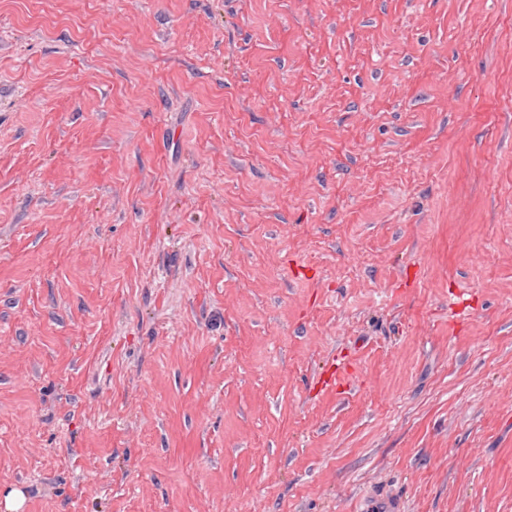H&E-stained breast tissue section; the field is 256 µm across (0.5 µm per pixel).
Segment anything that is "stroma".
<instances>
[{
	"label": "stroma",
	"mask_w": 512,
	"mask_h": 512,
	"mask_svg": "<svg viewBox=\"0 0 512 512\" xmlns=\"http://www.w3.org/2000/svg\"><path fill=\"white\" fill-rule=\"evenodd\" d=\"M512 512V0H0V512ZM404 504L395 494L371 496L361 512H402Z\"/></svg>",
	"instance_id": "stroma-1"
}]
</instances>
